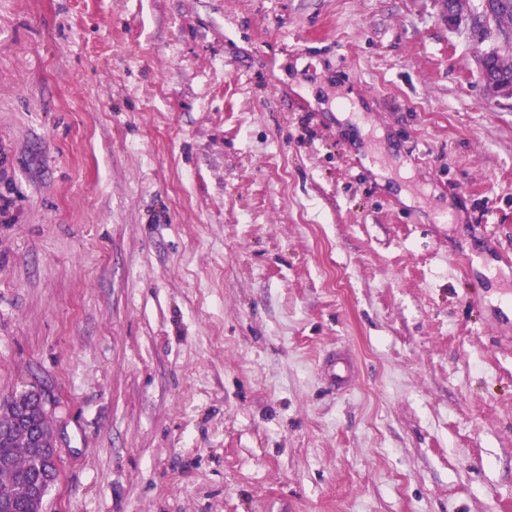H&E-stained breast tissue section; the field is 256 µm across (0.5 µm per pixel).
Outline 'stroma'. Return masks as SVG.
<instances>
[{
  "instance_id": "1",
  "label": "stroma",
  "mask_w": 512,
  "mask_h": 512,
  "mask_svg": "<svg viewBox=\"0 0 512 512\" xmlns=\"http://www.w3.org/2000/svg\"><path fill=\"white\" fill-rule=\"evenodd\" d=\"M498 44L438 0H0V396L57 401L46 512H512Z\"/></svg>"
}]
</instances>
